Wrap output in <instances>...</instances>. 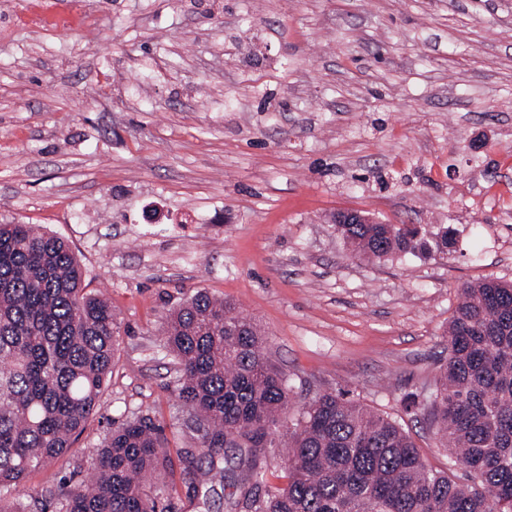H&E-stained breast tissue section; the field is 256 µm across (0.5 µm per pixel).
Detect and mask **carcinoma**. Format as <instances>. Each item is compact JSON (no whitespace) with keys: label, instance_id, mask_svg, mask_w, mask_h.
Here are the masks:
<instances>
[{"label":"carcinoma","instance_id":"carcinoma-1","mask_svg":"<svg viewBox=\"0 0 512 512\" xmlns=\"http://www.w3.org/2000/svg\"><path fill=\"white\" fill-rule=\"evenodd\" d=\"M354 256L384 260L427 249L408 224H344ZM73 248L38 224H0V512H25L14 492L65 455L94 414L119 346L112 304L85 290ZM179 364L175 392L197 443L179 450L188 492L224 481L249 512H512V283L471 282L448 324V361L421 412L448 449L435 470L396 420L344 394L290 414L287 375L257 325L200 290L163 317ZM238 466L224 468V449ZM287 482L270 484L275 449ZM163 429L132 416L92 458L88 481L64 482L59 512H159L175 488ZM482 488L459 481L457 470Z\"/></svg>","mask_w":512,"mask_h":512}]
</instances>
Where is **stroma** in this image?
I'll return each mask as SVG.
<instances>
[{"instance_id": "stroma-1", "label": "stroma", "mask_w": 512, "mask_h": 512, "mask_svg": "<svg viewBox=\"0 0 512 512\" xmlns=\"http://www.w3.org/2000/svg\"><path fill=\"white\" fill-rule=\"evenodd\" d=\"M448 230L365 262L332 216ZM0 223L67 240L121 321L115 364L30 512L132 415L193 445L158 328L198 290L260 328L293 408L339 393L448 451L408 399L464 283L512 282V0H0Z\"/></svg>"}]
</instances>
